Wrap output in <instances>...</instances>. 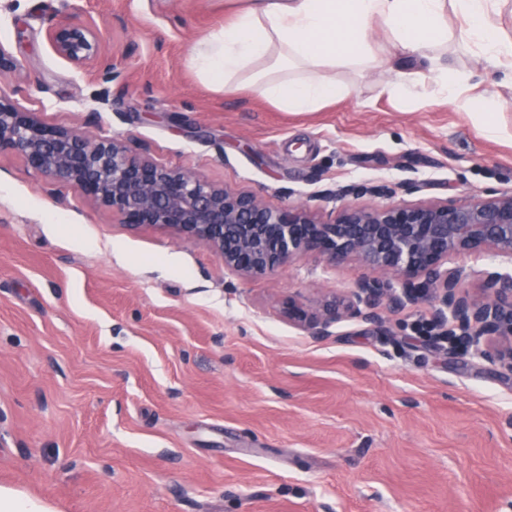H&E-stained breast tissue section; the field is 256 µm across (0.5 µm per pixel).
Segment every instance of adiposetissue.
I'll return each mask as SVG.
<instances>
[{
  "label": "adipose tissue",
  "instance_id": "1",
  "mask_svg": "<svg viewBox=\"0 0 512 512\" xmlns=\"http://www.w3.org/2000/svg\"><path fill=\"white\" fill-rule=\"evenodd\" d=\"M493 0H246L220 30L209 33L192 63L208 84L232 94L251 91L283 110L311 112L346 95L323 74L338 61L375 65L370 33L385 24L404 63H434L432 48L448 42V7L461 13V38L496 67L512 68V37L493 25ZM314 69L309 78L293 72Z\"/></svg>",
  "mask_w": 512,
  "mask_h": 512
}]
</instances>
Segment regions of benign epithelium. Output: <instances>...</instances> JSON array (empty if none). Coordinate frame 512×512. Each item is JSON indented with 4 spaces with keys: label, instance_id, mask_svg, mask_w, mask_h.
Instances as JSON below:
<instances>
[{
    "label": "benign epithelium",
    "instance_id": "benign-epithelium-1",
    "mask_svg": "<svg viewBox=\"0 0 512 512\" xmlns=\"http://www.w3.org/2000/svg\"><path fill=\"white\" fill-rule=\"evenodd\" d=\"M56 55L78 70L103 63L94 26L85 20L57 23L46 31ZM20 154L28 170L49 184L76 189L129 228L168 229L201 241L241 278L266 275L316 253L329 263L354 260L378 277L361 280L345 296L327 294L315 308L288 299L281 314L315 337L333 324L358 318L383 324L381 308L398 312L431 301V327L461 355L512 375V193L461 200L425 199L397 204H345L329 219L306 204L275 207L244 192L205 180L199 173L167 167L132 151L120 138L39 120L0 89V152ZM392 197L387 184H349L320 197ZM491 252L503 260L478 272L482 294L473 297L452 256Z\"/></svg>",
    "mask_w": 512,
    "mask_h": 512
}]
</instances>
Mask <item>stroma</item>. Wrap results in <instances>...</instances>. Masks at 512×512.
Segmentation results:
<instances>
[{"label":"stroma","instance_id":"1","mask_svg":"<svg viewBox=\"0 0 512 512\" xmlns=\"http://www.w3.org/2000/svg\"><path fill=\"white\" fill-rule=\"evenodd\" d=\"M244 0H0V87L46 123L123 139L156 162L280 207L322 190L419 198L512 191V81L458 37L450 76L331 69L348 95L313 112L224 94L190 64ZM93 18L111 78L51 50ZM25 30L17 41L16 27ZM415 82V98L390 91ZM371 270L311 254L244 280L203 242L129 230L0 154V488L52 512H512V376L422 333L430 303L316 338L281 314ZM437 80L440 83L441 94L446 102L461 103L468 112L487 113L486 106L474 105L472 100L462 98V90L458 88L456 82L448 78V65L442 67ZM370 195L377 198L392 197L396 194L395 188L386 184H376L371 186L349 184L344 186H338L336 190L325 189L319 195L325 201H336L344 199L348 196L358 197L364 195Z\"/></svg>","mask_w":512,"mask_h":512}]
</instances>
